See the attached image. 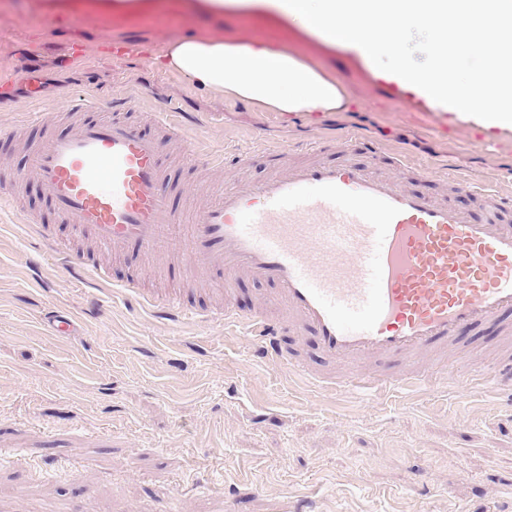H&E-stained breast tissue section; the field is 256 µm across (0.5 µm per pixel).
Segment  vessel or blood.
Instances as JSON below:
<instances>
[{
    "label": "vessel or blood",
    "instance_id": "vessel-or-blood-1",
    "mask_svg": "<svg viewBox=\"0 0 512 512\" xmlns=\"http://www.w3.org/2000/svg\"><path fill=\"white\" fill-rule=\"evenodd\" d=\"M102 48L120 68L139 51L127 39ZM66 101L82 118L64 133L51 131L40 116L25 120L39 137L16 180H35L51 214L116 256L132 245L144 253L168 249L171 234L183 235L185 246L170 251L171 263L214 278L225 297V324L243 326L260 352L308 374L281 336L288 328L315 333L324 358L339 368L317 376L322 387L363 394L428 383L447 375L448 363L421 369L420 355L440 353L460 330L512 312V193L455 178L460 192L484 200L489 214L476 218L397 176L410 168L428 180L433 171L409 167L391 152L393 172L382 174L332 135L294 164L285 150H270L272 170L264 180L241 177L212 200L195 203L160 190L172 176L164 139L81 92H68ZM333 149L338 159L327 158ZM244 276L273 285L285 320L233 305ZM126 289L172 318L192 314L180 296L144 292L134 280ZM48 321L55 335L78 333L68 310L53 311ZM369 358L401 367L369 376L360 369ZM457 382L479 390L505 386L500 371L481 367Z\"/></svg>",
    "mask_w": 512,
    "mask_h": 512
}]
</instances>
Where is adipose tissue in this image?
<instances>
[{
	"mask_svg": "<svg viewBox=\"0 0 512 512\" xmlns=\"http://www.w3.org/2000/svg\"><path fill=\"white\" fill-rule=\"evenodd\" d=\"M258 8L278 14L319 42L353 53L364 65L382 54L392 66L386 80L419 93L432 105L469 115L484 129L512 128V53L489 51L480 35L481 10L463 0H202L208 13ZM426 31L436 53L423 67L412 64L402 43L412 29ZM479 66L462 72L461 57ZM159 67L228 98L275 112H338L343 89L285 51L261 42L227 44L182 40L156 58Z\"/></svg>",
	"mask_w": 512,
	"mask_h": 512,
	"instance_id": "ef3b65f1",
	"label": "adipose tissue"
}]
</instances>
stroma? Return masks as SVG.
<instances>
[{
  "instance_id": "stroma-1",
  "label": "stroma",
  "mask_w": 512,
  "mask_h": 512,
  "mask_svg": "<svg viewBox=\"0 0 512 512\" xmlns=\"http://www.w3.org/2000/svg\"><path fill=\"white\" fill-rule=\"evenodd\" d=\"M80 18L90 38L85 61L66 70L51 59ZM288 43L285 25L242 9L220 16H172L143 0L69 10L53 0H0V128L33 112L56 114L65 94L125 95L153 112H184L188 137L212 154L251 153L244 173L269 172L266 150H291L320 135L362 133L436 171L460 168L512 189V131H489L430 107L416 94L396 106L400 87L381 79L391 62L364 67L352 55L308 53L353 101L344 112L286 115L196 89L156 67L170 42ZM127 38L145 56L111 66L102 39ZM48 224L32 233L28 219ZM69 244L68 225L49 216L37 183L18 188L0 210V512H512V400L447 387L365 399L303 383L256 353L250 339L210 316L206 280L170 269L166 287L184 288L196 318L173 321L126 294L137 279L154 287L156 264L140 251L122 259L88 252L107 285L64 266L47 242ZM64 308L81 335H50L44 321ZM458 374L512 360L497 325L460 335L448 353Z\"/></svg>"
}]
</instances>
